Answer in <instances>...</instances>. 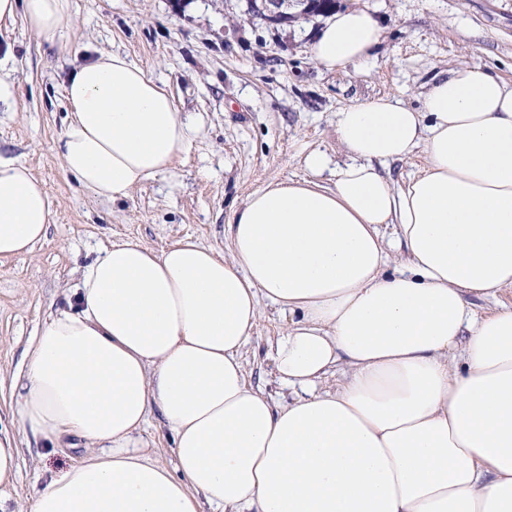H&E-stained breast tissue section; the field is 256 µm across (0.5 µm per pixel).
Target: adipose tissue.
I'll return each instance as SVG.
<instances>
[{"mask_svg": "<svg viewBox=\"0 0 512 512\" xmlns=\"http://www.w3.org/2000/svg\"><path fill=\"white\" fill-rule=\"evenodd\" d=\"M19 15L47 36L72 26L71 0H0V24ZM381 38L347 8L307 51L356 67ZM63 92L58 155L101 199L128 198L188 138L167 91L120 54L87 58ZM336 134L345 162L310 152L309 178L234 210L231 258L189 238L120 241L84 267L12 387L24 432L90 453L25 512H512V305L478 316L469 301L512 290V83L462 64L421 108L385 95L337 112ZM419 150L402 183L381 173ZM52 209L29 167L0 158V258L45 238ZM264 301L289 316L285 405L242 364ZM155 411L171 468L139 438Z\"/></svg>", "mask_w": 512, "mask_h": 512, "instance_id": "obj_1", "label": "adipose tissue"}]
</instances>
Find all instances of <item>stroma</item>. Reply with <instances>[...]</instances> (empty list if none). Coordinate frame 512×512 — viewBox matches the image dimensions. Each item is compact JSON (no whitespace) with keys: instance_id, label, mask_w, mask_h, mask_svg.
I'll use <instances>...</instances> for the list:
<instances>
[{"instance_id":"obj_1","label":"stroma","mask_w":512,"mask_h":512,"mask_svg":"<svg viewBox=\"0 0 512 512\" xmlns=\"http://www.w3.org/2000/svg\"><path fill=\"white\" fill-rule=\"evenodd\" d=\"M378 17L383 39L360 67L330 72L307 44L325 21L275 26L246 14L244 0H72L73 25L49 37L23 18L0 26V157L26 164L54 198L46 238L0 259V430L21 441L19 472L0 486L7 508L32 501L81 458L45 448L12 416L11 382L44 323L65 309L84 266L112 242L163 251L184 237L229 255L233 210L263 183L303 179L312 151L340 160L337 112L375 95L421 107L432 82L458 65L512 81V0H337ZM117 52L164 85L190 132L173 165L112 203L65 172L55 150L68 112L63 85L85 56ZM288 319L262 304L242 353L247 379L273 398L272 343Z\"/></svg>"}]
</instances>
